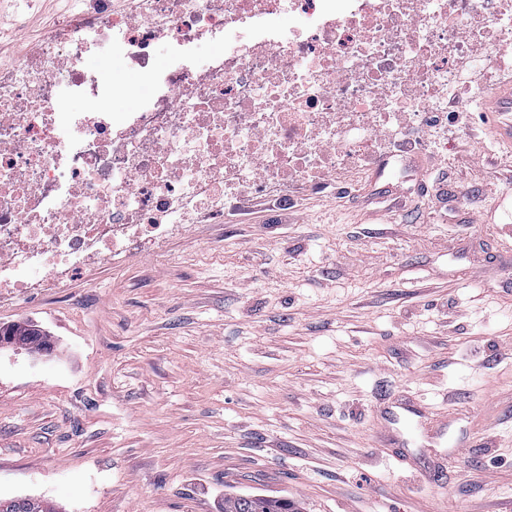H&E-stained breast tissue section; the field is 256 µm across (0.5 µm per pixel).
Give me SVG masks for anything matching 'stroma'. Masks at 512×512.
Wrapping results in <instances>:
<instances>
[{
  "label": "stroma",
  "mask_w": 512,
  "mask_h": 512,
  "mask_svg": "<svg viewBox=\"0 0 512 512\" xmlns=\"http://www.w3.org/2000/svg\"><path fill=\"white\" fill-rule=\"evenodd\" d=\"M68 9L0 0V63ZM383 159L320 194L242 191L221 223L0 298V326L48 340L0 348V499L512 512V156L460 124L410 138L397 173ZM431 183L444 212L417 194ZM7 334H11V336H18L16 338L15 343L23 344L22 337L25 339L27 346L29 349L40 351L44 348H46L47 341L43 336H41L40 333L36 332L32 329L22 328L20 326H10V327H3L0 328V336H8ZM298 511L288 499H268L250 495L227 497L224 512H295Z\"/></svg>",
  "instance_id": "stroma-1"
}]
</instances>
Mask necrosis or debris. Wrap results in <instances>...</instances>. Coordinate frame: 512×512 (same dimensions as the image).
<instances>
[{
	"label": "necrosis or debris",
	"mask_w": 512,
	"mask_h": 512,
	"mask_svg": "<svg viewBox=\"0 0 512 512\" xmlns=\"http://www.w3.org/2000/svg\"><path fill=\"white\" fill-rule=\"evenodd\" d=\"M278 13L300 26L269 29ZM240 25L196 64L203 39ZM509 48L512 0H90L0 71V296L39 297L98 257L163 244L245 185L362 170L409 128L446 123L458 81ZM94 50L134 61L138 84L87 69Z\"/></svg>",
	"instance_id": "obj_1"
}]
</instances>
